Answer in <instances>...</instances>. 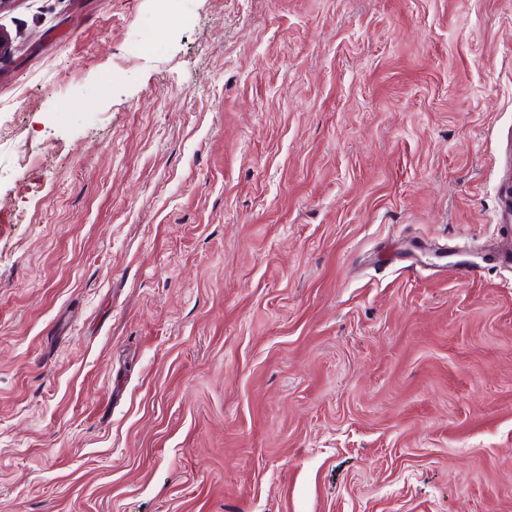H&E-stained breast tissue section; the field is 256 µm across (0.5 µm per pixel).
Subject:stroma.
Masks as SVG:
<instances>
[{
    "instance_id": "35a3bbf8",
    "label": "stroma",
    "mask_w": 512,
    "mask_h": 512,
    "mask_svg": "<svg viewBox=\"0 0 512 512\" xmlns=\"http://www.w3.org/2000/svg\"><path fill=\"white\" fill-rule=\"evenodd\" d=\"M0 33V512H512V0Z\"/></svg>"
}]
</instances>
